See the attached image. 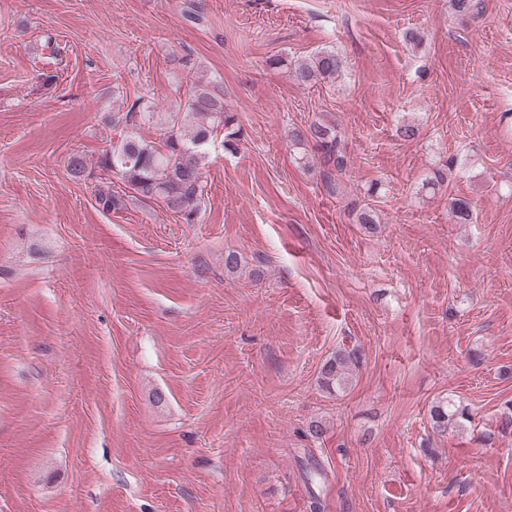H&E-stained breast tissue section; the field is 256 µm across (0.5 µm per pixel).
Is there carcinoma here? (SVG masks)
I'll return each instance as SVG.
<instances>
[{
  "label": "carcinoma",
  "instance_id": "cac0c4a2",
  "mask_svg": "<svg viewBox=\"0 0 512 512\" xmlns=\"http://www.w3.org/2000/svg\"><path fill=\"white\" fill-rule=\"evenodd\" d=\"M344 69V58L331 49H321L290 66L294 81L301 87L334 79ZM108 122L112 128L121 130L123 136L102 151L96 165L102 176L119 179L126 190L112 189L110 181L99 186L96 202L102 211L122 210L126 198L132 197L143 203L163 204L184 224L197 223L206 195L203 169L208 146L220 135L222 146L228 151L237 149L239 142L241 127L236 113L224 104V92L193 80L178 108L163 119L158 118L154 102L138 93L126 103L125 109L112 112ZM146 125L160 127L158 137H144L141 130ZM289 142L297 148H313L320 155L321 180L327 187L335 188L336 176L347 168L336 128L314 121L289 131ZM88 169L83 154L73 153L67 158L66 171L71 176L82 177ZM128 190L132 195L126 194ZM450 213L457 224L473 221V211L464 200H452ZM350 363L351 357L342 352L329 358L321 368L319 387L330 395L346 391L352 381ZM429 418L432 429L443 433L450 424L464 426L470 413L465 407L438 401L431 406Z\"/></svg>",
  "mask_w": 512,
  "mask_h": 512
}]
</instances>
